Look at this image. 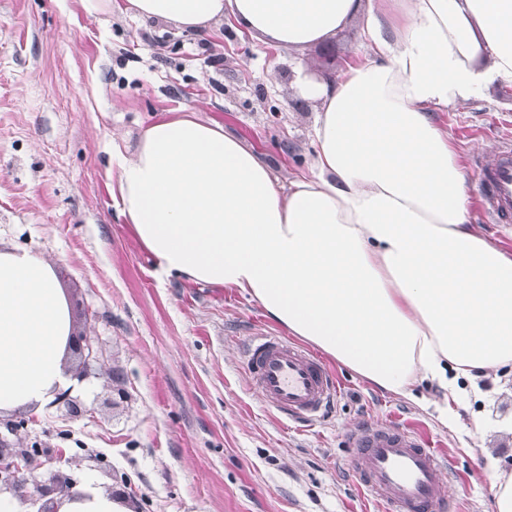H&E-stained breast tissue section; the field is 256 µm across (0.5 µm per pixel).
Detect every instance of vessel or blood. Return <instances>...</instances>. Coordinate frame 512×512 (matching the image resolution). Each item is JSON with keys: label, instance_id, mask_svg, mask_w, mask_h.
<instances>
[{"label": "vessel or blood", "instance_id": "b4317fda", "mask_svg": "<svg viewBox=\"0 0 512 512\" xmlns=\"http://www.w3.org/2000/svg\"><path fill=\"white\" fill-rule=\"evenodd\" d=\"M477 170L484 216L512 224V141L503 140L495 159ZM243 356L252 387L282 418L315 424L341 395V382L324 360L288 335L248 336ZM349 446L359 486L382 512H444L439 486L447 464L420 434L399 425H365L351 433Z\"/></svg>", "mask_w": 512, "mask_h": 512}]
</instances>
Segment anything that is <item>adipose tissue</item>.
I'll list each match as a JSON object with an SVG mask.
<instances>
[{
    "label": "adipose tissue",
    "instance_id": "adipose-tissue-1",
    "mask_svg": "<svg viewBox=\"0 0 512 512\" xmlns=\"http://www.w3.org/2000/svg\"><path fill=\"white\" fill-rule=\"evenodd\" d=\"M203 30L224 17L304 47L363 15L370 55L319 101L308 177L282 187L221 124L187 115L114 152L115 198L159 274L239 289L362 378L412 397L427 380L455 418L461 381L512 366V256L472 227L473 188L434 109L512 85V0H126ZM70 308L51 266L0 251V413L67 386ZM58 512H129L86 477Z\"/></svg>",
    "mask_w": 512,
    "mask_h": 512
}]
</instances>
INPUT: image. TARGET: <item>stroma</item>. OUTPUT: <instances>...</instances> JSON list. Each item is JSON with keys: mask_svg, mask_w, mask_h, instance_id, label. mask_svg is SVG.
<instances>
[{"mask_svg": "<svg viewBox=\"0 0 512 512\" xmlns=\"http://www.w3.org/2000/svg\"><path fill=\"white\" fill-rule=\"evenodd\" d=\"M360 22L295 50L262 43L224 20L206 34L120 11L87 15L81 0H0V251L28 248L53 267L75 332L95 357L69 354L83 382L67 406L0 416V440L32 451L22 499L61 472L125 491L130 512H380L357 489L348 437L358 425L420 430L455 474L441 494L456 512H488L491 466L512 467V375L488 401L442 423L434 385L414 398L382 391L341 363V399L299 431L252 389L241 344L279 330L238 289L161 277L112 200L113 150L133 155L160 119L218 122L286 183L308 172L319 105L300 78L326 82L363 61ZM208 39L221 64L198 47ZM470 179L512 136V87L435 112Z\"/></svg>", "mask_w": 512, "mask_h": 512, "instance_id": "1", "label": "stroma"}]
</instances>
